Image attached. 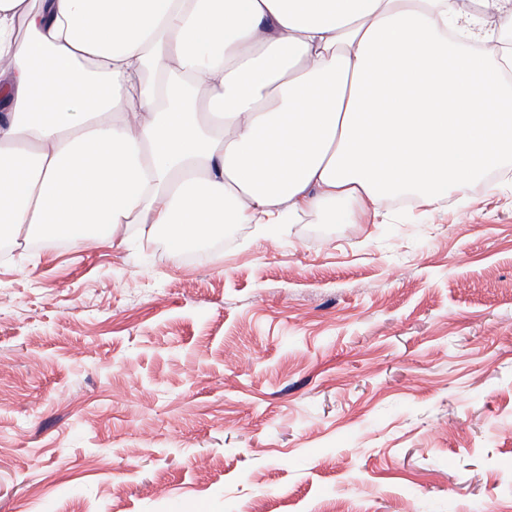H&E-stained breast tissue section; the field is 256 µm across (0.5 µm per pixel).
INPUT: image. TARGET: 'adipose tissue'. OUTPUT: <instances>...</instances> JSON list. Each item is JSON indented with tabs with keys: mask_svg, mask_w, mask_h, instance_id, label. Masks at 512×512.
I'll return each instance as SVG.
<instances>
[{
	"mask_svg": "<svg viewBox=\"0 0 512 512\" xmlns=\"http://www.w3.org/2000/svg\"><path fill=\"white\" fill-rule=\"evenodd\" d=\"M491 14L512 30V0H0V239L178 254L466 198L512 159Z\"/></svg>",
	"mask_w": 512,
	"mask_h": 512,
	"instance_id": "adipose-tissue-1",
	"label": "adipose tissue"
}]
</instances>
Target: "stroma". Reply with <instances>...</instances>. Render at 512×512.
Returning <instances> with one entry per match:
<instances>
[{
	"label": "stroma",
	"instance_id": "35a3bbf8",
	"mask_svg": "<svg viewBox=\"0 0 512 512\" xmlns=\"http://www.w3.org/2000/svg\"><path fill=\"white\" fill-rule=\"evenodd\" d=\"M493 180L198 261L0 254V512H512V159Z\"/></svg>",
	"mask_w": 512,
	"mask_h": 512
}]
</instances>
